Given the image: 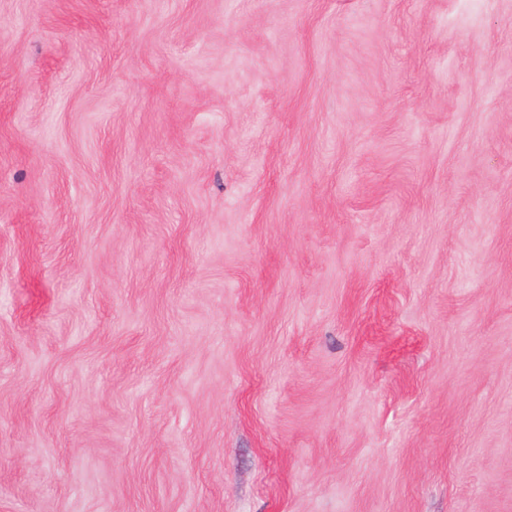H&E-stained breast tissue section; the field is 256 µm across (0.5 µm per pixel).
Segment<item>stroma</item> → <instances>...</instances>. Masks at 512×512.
Listing matches in <instances>:
<instances>
[{"label":"stroma","instance_id":"35a3bbf8","mask_svg":"<svg viewBox=\"0 0 512 512\" xmlns=\"http://www.w3.org/2000/svg\"><path fill=\"white\" fill-rule=\"evenodd\" d=\"M0 512H512V0H0Z\"/></svg>","mask_w":512,"mask_h":512}]
</instances>
